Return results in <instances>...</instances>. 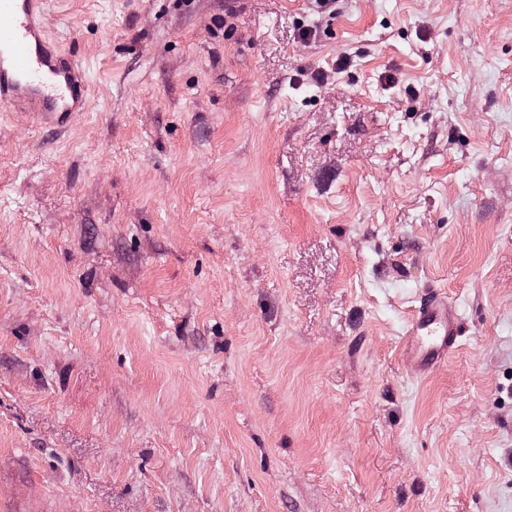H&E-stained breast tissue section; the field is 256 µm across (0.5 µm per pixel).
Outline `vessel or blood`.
Masks as SVG:
<instances>
[{
	"instance_id": "1",
	"label": "vessel or blood",
	"mask_w": 512,
	"mask_h": 512,
	"mask_svg": "<svg viewBox=\"0 0 512 512\" xmlns=\"http://www.w3.org/2000/svg\"><path fill=\"white\" fill-rule=\"evenodd\" d=\"M44 0H0V104L64 126L91 108L90 79L72 53L48 34ZM462 315L456 300L429 289L404 332L414 376H427L456 349Z\"/></svg>"
}]
</instances>
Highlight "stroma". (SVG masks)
Returning <instances> with one entry per match:
<instances>
[{
    "label": "stroma",
    "mask_w": 512,
    "mask_h": 512,
    "mask_svg": "<svg viewBox=\"0 0 512 512\" xmlns=\"http://www.w3.org/2000/svg\"><path fill=\"white\" fill-rule=\"evenodd\" d=\"M47 10L93 106L0 107V512H512V0ZM462 315L456 300L437 290H426L404 332V353L416 377L427 376L448 359L461 336Z\"/></svg>",
    "instance_id": "1"
}]
</instances>
